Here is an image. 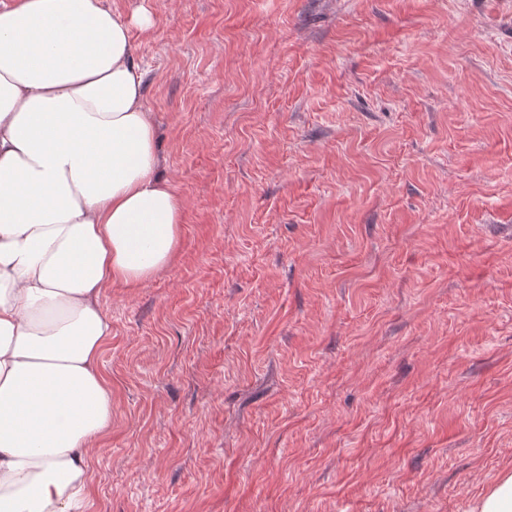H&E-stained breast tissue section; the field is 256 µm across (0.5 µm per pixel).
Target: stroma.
I'll list each match as a JSON object with an SVG mask.
<instances>
[{
    "label": "stroma",
    "mask_w": 512,
    "mask_h": 512,
    "mask_svg": "<svg viewBox=\"0 0 512 512\" xmlns=\"http://www.w3.org/2000/svg\"><path fill=\"white\" fill-rule=\"evenodd\" d=\"M176 262L106 289L91 512H469L512 471V0H102Z\"/></svg>",
    "instance_id": "1"
}]
</instances>
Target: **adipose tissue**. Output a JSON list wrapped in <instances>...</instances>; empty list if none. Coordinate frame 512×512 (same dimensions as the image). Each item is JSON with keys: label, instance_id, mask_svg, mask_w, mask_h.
Returning a JSON list of instances; mask_svg holds the SVG:
<instances>
[{"label": "adipose tissue", "instance_id": "adipose-tissue-1", "mask_svg": "<svg viewBox=\"0 0 512 512\" xmlns=\"http://www.w3.org/2000/svg\"><path fill=\"white\" fill-rule=\"evenodd\" d=\"M153 26L101 0L0 6V512H86L112 427L102 295L180 250L131 38Z\"/></svg>", "mask_w": 512, "mask_h": 512}]
</instances>
